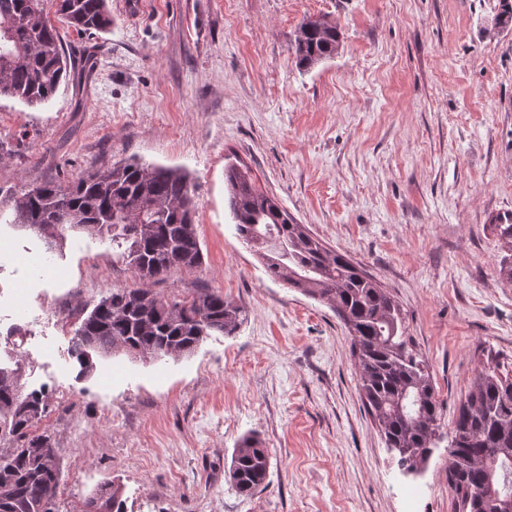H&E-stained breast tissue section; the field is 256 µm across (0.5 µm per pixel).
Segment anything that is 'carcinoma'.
Returning <instances> with one entry per match:
<instances>
[{
    "mask_svg": "<svg viewBox=\"0 0 512 512\" xmlns=\"http://www.w3.org/2000/svg\"><path fill=\"white\" fill-rule=\"evenodd\" d=\"M56 13L79 34L112 27L107 0H56ZM339 33L325 19L300 26L294 52L308 70L336 55ZM70 74L56 27L41 0H0V97L28 106L48 103ZM228 204L239 238L265 261L267 275L330 304L351 336L358 386L398 464L416 471L440 439L441 406L430 367L408 335L394 298L359 264L338 253L260 191L248 171L225 169ZM11 223L32 229L49 251L69 230L112 244L133 270L137 288L104 297L74 331L71 353L81 371L88 355L119 350L140 357L178 358L212 334L231 335L245 310L217 289L165 300L153 290L175 269L203 263L197 203L186 175L164 166L119 161L73 183H44L6 196ZM48 410L44 396L23 394L20 368L0 367V512H52L61 465L51 436L30 432ZM448 452V485L462 512H512V370L497 362L476 376L458 407ZM261 439L238 442L227 471L238 493L252 495L269 473ZM96 512H121L115 493L91 499Z\"/></svg>",
    "mask_w": 512,
    "mask_h": 512,
    "instance_id": "1",
    "label": "carcinoma"
}]
</instances>
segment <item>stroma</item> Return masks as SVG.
Instances as JSON below:
<instances>
[{
  "label": "stroma",
  "instance_id": "stroma-1",
  "mask_svg": "<svg viewBox=\"0 0 512 512\" xmlns=\"http://www.w3.org/2000/svg\"><path fill=\"white\" fill-rule=\"evenodd\" d=\"M141 2L134 14L108 0L110 31L80 35L44 0L73 66L95 68L41 106L0 98V190L128 159L185 171L204 263L155 291L218 289L247 316L180 358L96 352L81 373L70 339L83 311L137 279L98 238L68 235L49 255L0 223V364L22 363L25 392L48 399L33 431L59 448L53 512H87L115 483L122 512H405L406 483L423 489L416 512H454L447 441L420 472L399 468L362 405L346 329L329 304L269 279L237 237L224 167L246 163L397 301L450 431L488 360L512 366L508 251L491 222L512 210V25H497L499 0ZM309 18L335 24L340 45L303 71L294 43ZM41 253L53 276L25 266ZM15 324L28 331L18 349L1 337ZM249 434L270 470L246 497L225 472Z\"/></svg>",
  "mask_w": 512,
  "mask_h": 512
}]
</instances>
